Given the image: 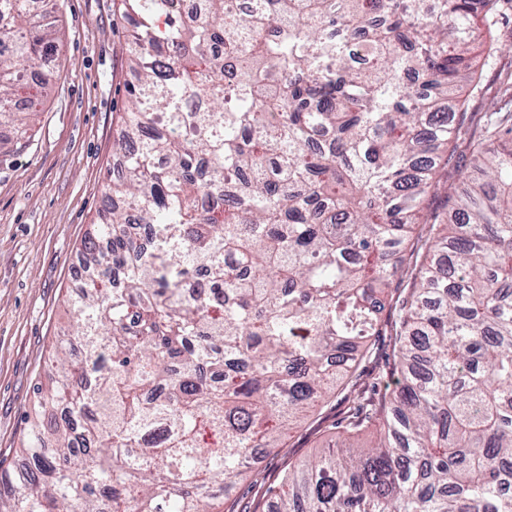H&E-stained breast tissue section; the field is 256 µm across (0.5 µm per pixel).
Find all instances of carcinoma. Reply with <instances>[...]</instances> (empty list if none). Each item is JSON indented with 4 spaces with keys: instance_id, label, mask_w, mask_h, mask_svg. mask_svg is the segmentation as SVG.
I'll use <instances>...</instances> for the list:
<instances>
[{
    "instance_id": "obj_1",
    "label": "carcinoma",
    "mask_w": 512,
    "mask_h": 512,
    "mask_svg": "<svg viewBox=\"0 0 512 512\" xmlns=\"http://www.w3.org/2000/svg\"><path fill=\"white\" fill-rule=\"evenodd\" d=\"M0 126L27 142L51 11L0 0ZM512 0H119L135 81L124 174L84 241L92 278L36 387L0 512H231L250 449L364 385L348 439L290 465L257 512H512V71L441 182ZM148 230L149 250L126 227ZM232 298H187L199 265ZM390 316L381 317L385 304ZM138 326H127L129 314ZM394 337L398 390L358 371ZM51 408L61 422L38 423Z\"/></svg>"
}]
</instances>
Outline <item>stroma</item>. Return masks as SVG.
<instances>
[{
    "label": "stroma",
    "mask_w": 512,
    "mask_h": 512,
    "mask_svg": "<svg viewBox=\"0 0 512 512\" xmlns=\"http://www.w3.org/2000/svg\"><path fill=\"white\" fill-rule=\"evenodd\" d=\"M113 0H57L59 54L28 94L50 91L31 138L13 148L0 128V455L14 458L26 431L37 384H50L49 345L73 315V272L81 243L104 209L114 166L115 92L132 81L112 34ZM501 50L483 67V90L468 112L480 118L496 101V74L512 70V24L499 30ZM345 404L333 399L291 430L286 453L260 450L251 474L233 492L234 512H256L262 489L278 485L289 464L336 444L334 424Z\"/></svg>",
    "instance_id": "35a3bbf8"
}]
</instances>
